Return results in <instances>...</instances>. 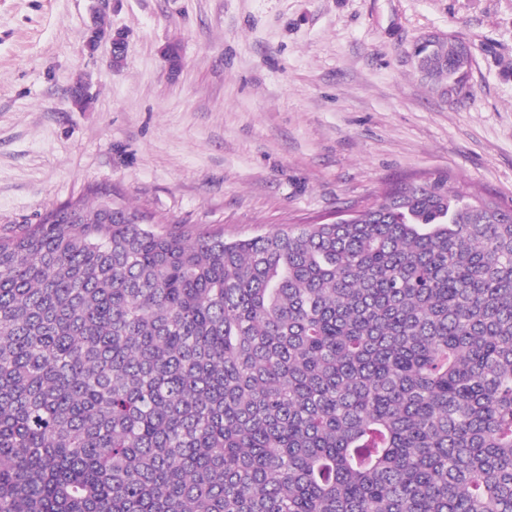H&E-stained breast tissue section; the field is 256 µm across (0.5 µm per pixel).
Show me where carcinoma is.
<instances>
[{"label": "carcinoma", "mask_w": 512, "mask_h": 512, "mask_svg": "<svg viewBox=\"0 0 512 512\" xmlns=\"http://www.w3.org/2000/svg\"><path fill=\"white\" fill-rule=\"evenodd\" d=\"M136 217L0 238V512H512L511 205L440 174L233 241Z\"/></svg>", "instance_id": "cac0c4a2"}]
</instances>
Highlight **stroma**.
<instances>
[{"instance_id":"1","label":"stroma","mask_w":512,"mask_h":512,"mask_svg":"<svg viewBox=\"0 0 512 512\" xmlns=\"http://www.w3.org/2000/svg\"><path fill=\"white\" fill-rule=\"evenodd\" d=\"M429 35L468 45L463 98ZM424 173L512 204V0H0L2 237L109 193L233 240ZM108 42L111 48V60L119 58L123 51V38L120 34L112 35V32L102 30L99 25L93 27L87 38L89 48L95 49L99 43Z\"/></svg>"}]
</instances>
